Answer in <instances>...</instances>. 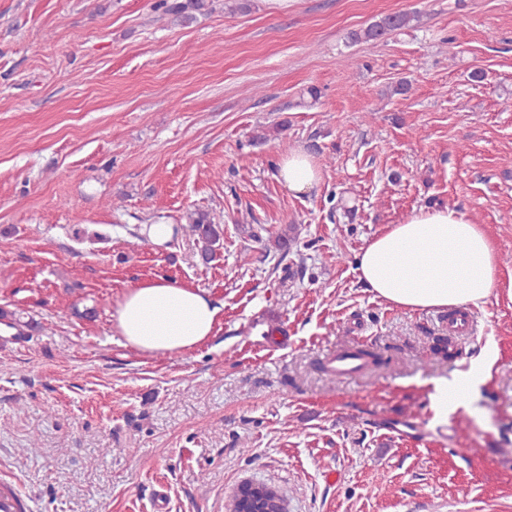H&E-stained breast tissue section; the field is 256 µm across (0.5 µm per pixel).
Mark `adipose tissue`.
<instances>
[{
	"label": "adipose tissue",
	"mask_w": 512,
	"mask_h": 512,
	"mask_svg": "<svg viewBox=\"0 0 512 512\" xmlns=\"http://www.w3.org/2000/svg\"><path fill=\"white\" fill-rule=\"evenodd\" d=\"M278 179L302 194L320 179L312 157L295 150L278 162ZM498 257L482 225L447 206L415 209L387 225L357 258L359 282L374 298L406 310L480 309L497 284ZM221 312L209 295L157 278L131 288L112 319L126 343L148 354H185L212 336ZM491 353L467 371L435 381L429 394L434 418L447 422L490 376Z\"/></svg>",
	"instance_id": "adipose-tissue-1"
}]
</instances>
